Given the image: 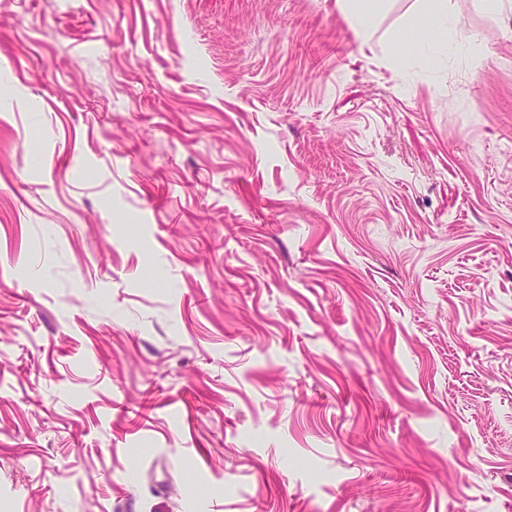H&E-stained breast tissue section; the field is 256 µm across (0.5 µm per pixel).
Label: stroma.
Wrapping results in <instances>:
<instances>
[{
    "instance_id": "stroma-1",
    "label": "stroma",
    "mask_w": 512,
    "mask_h": 512,
    "mask_svg": "<svg viewBox=\"0 0 512 512\" xmlns=\"http://www.w3.org/2000/svg\"><path fill=\"white\" fill-rule=\"evenodd\" d=\"M0 8V512H512V0Z\"/></svg>"
}]
</instances>
